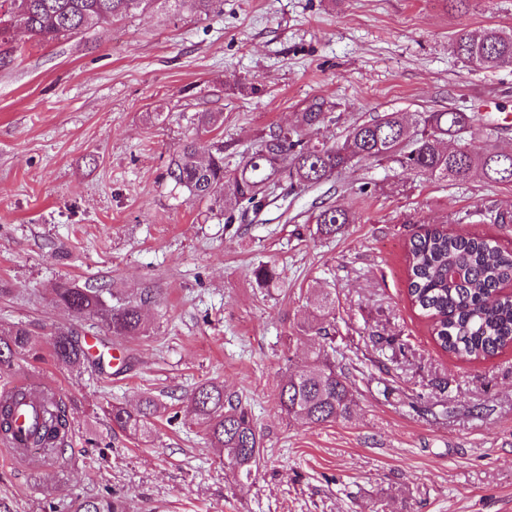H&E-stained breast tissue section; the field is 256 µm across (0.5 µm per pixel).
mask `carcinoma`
Listing matches in <instances>:
<instances>
[{"label":"carcinoma","instance_id":"obj_1","mask_svg":"<svg viewBox=\"0 0 512 512\" xmlns=\"http://www.w3.org/2000/svg\"><path fill=\"white\" fill-rule=\"evenodd\" d=\"M154 0H0V67L9 66L16 52L10 32L25 29L31 38L49 43L83 35L91 27L108 23ZM172 14L210 13L221 0H162ZM460 61L483 70L512 69V31L486 27L477 33H462L451 44ZM324 103L315 100L296 117L292 128H277L259 134L251 153L235 168L224 164V146L205 152L196 140H185L172 154L167 178L186 190L189 197L210 202L224 213V223L234 215L224 211L227 200L259 208L270 192L284 183L289 187L319 185L348 168L355 160H394L401 167L435 180L465 182L477 176L491 186L512 185V152L492 146L469 147L462 142L475 130L477 116L454 109L375 113L353 126L341 143L313 144L301 138L303 128L318 127L330 120ZM323 235H334L350 221L347 210L322 205L313 215ZM407 296L412 307L427 320L436 346L466 362H482L512 347V251L478 234H458L431 226L410 237L406 245ZM260 286L278 279L276 270L260 265L252 270ZM56 304L78 319L102 321L119 337L144 336L148 326L142 308L153 302L149 289L135 300L112 303V289L97 283L82 286L58 282L50 289ZM333 300H317L316 322L300 325L297 333L310 332L322 343L308 362L297 366L279 385L277 400L288 418L323 425L349 413L346 377L336 370L331 348ZM49 352L59 363L80 367L87 362L85 345L69 329H58L48 339ZM42 358L38 343L22 325L0 327V372L18 359ZM191 412L205 424L208 440L224 450V465L238 480H252L261 456L262 431L245 405L224 392V385L205 382L189 396ZM112 424L133 436L148 438L161 407L150 396L136 410L113 405L107 410ZM20 431L24 447L45 455H58L71 431L69 411L56 392H35L16 386L0 397V438ZM72 512H125L122 501L112 495L74 504Z\"/></svg>","mask_w":512,"mask_h":512}]
</instances>
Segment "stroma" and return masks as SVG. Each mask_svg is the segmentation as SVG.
<instances>
[{
    "label": "stroma",
    "mask_w": 512,
    "mask_h": 512,
    "mask_svg": "<svg viewBox=\"0 0 512 512\" xmlns=\"http://www.w3.org/2000/svg\"><path fill=\"white\" fill-rule=\"evenodd\" d=\"M512 30V0H224L222 12L139 10L42 44L16 31L0 68V326L46 341L61 326L98 337L101 369L51 355L0 374L54 389L72 435L63 454L12 458L0 446V503L50 512L104 494L127 512H512V349L481 364L441 352L406 296V244L422 226L496 238L477 206L512 214V185L437 181L398 163L360 161L330 180L278 190L253 222L225 225L166 176L173 149L223 143L237 164L312 100L339 141L376 112L479 113L473 144L512 150V70L456 59L463 32ZM202 112L221 127L198 124ZM348 210L335 235L310 234L318 206ZM275 267L261 287L251 270ZM59 279L127 296L148 288V336L79 321L48 292ZM330 317L351 411L325 425L289 420L276 389L313 337H292L317 295ZM242 397L264 433L252 482L239 484L185 416L196 384ZM150 395L178 418L149 438L113 427L104 409Z\"/></svg>",
    "instance_id": "obj_1"
}]
</instances>
